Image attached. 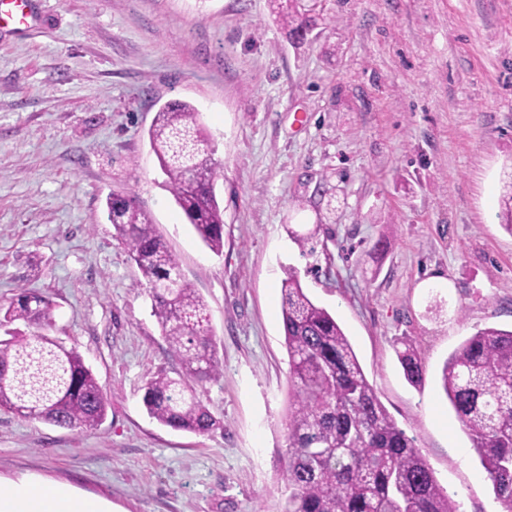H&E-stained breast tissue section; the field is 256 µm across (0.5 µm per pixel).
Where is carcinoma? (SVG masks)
Returning <instances> with one entry per match:
<instances>
[{"mask_svg": "<svg viewBox=\"0 0 512 512\" xmlns=\"http://www.w3.org/2000/svg\"><path fill=\"white\" fill-rule=\"evenodd\" d=\"M270 2L292 34L304 38L310 19L299 0ZM148 138L175 203L202 242L221 254L224 209L216 188L223 171L197 110L186 102L161 106ZM106 207L180 365L174 377L147 381V413L173 431L224 429L195 392L221 376L206 305L135 197L114 194ZM281 294L289 362L285 512H458L414 439L387 412L336 319L312 301L292 268ZM17 322L28 331L11 328ZM53 326V303L30 289L0 305V410L92 430L105 420L108 399L77 348L49 335ZM399 360L409 382L423 381L413 346ZM441 381L496 497L512 512V330L489 327L466 339L446 361Z\"/></svg>", "mask_w": 512, "mask_h": 512, "instance_id": "1", "label": "carcinoma"}]
</instances>
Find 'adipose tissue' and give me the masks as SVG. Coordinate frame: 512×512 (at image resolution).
Segmentation results:
<instances>
[{"label": "adipose tissue", "instance_id": "1", "mask_svg": "<svg viewBox=\"0 0 512 512\" xmlns=\"http://www.w3.org/2000/svg\"><path fill=\"white\" fill-rule=\"evenodd\" d=\"M0 512H110L101 500L75 493L70 487H46L38 478L0 482Z\"/></svg>", "mask_w": 512, "mask_h": 512}]
</instances>
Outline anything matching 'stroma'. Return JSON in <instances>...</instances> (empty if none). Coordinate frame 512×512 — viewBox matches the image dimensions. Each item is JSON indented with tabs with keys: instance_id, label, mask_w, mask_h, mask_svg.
I'll return each mask as SVG.
<instances>
[{
	"instance_id": "obj_1",
	"label": "stroma",
	"mask_w": 512,
	"mask_h": 512,
	"mask_svg": "<svg viewBox=\"0 0 512 512\" xmlns=\"http://www.w3.org/2000/svg\"><path fill=\"white\" fill-rule=\"evenodd\" d=\"M301 3L302 43L269 0H30L29 28L0 26V304L21 286L52 299V336L109 402L87 431L0 411L1 479L112 512H284L293 267L459 512H504L441 374L466 338L512 328V0ZM173 101L224 167L219 255L150 151ZM112 193L136 197L207 306L222 375L197 394L222 431L176 432L143 406L179 364L106 219ZM399 360L409 382L419 384L423 381V367L413 346L406 345L405 350L399 352Z\"/></svg>"
}]
</instances>
